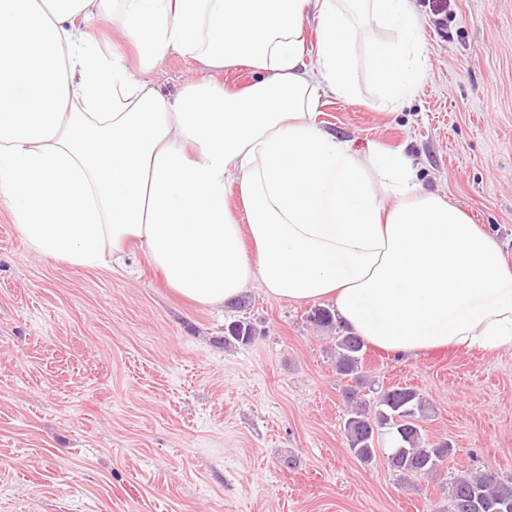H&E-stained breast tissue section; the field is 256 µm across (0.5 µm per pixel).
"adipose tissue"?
<instances>
[{
	"label": "adipose tissue",
	"mask_w": 512,
	"mask_h": 512,
	"mask_svg": "<svg viewBox=\"0 0 512 512\" xmlns=\"http://www.w3.org/2000/svg\"><path fill=\"white\" fill-rule=\"evenodd\" d=\"M361 2L354 14L344 0H0V199L27 246L107 269L137 246L210 309L255 281L329 300L397 356L512 347V263L494 235L421 192L403 154H356L313 120L323 96L353 91L358 24L392 34L369 47L391 102L423 77L411 0ZM105 23L116 43L101 42ZM173 51L207 75L169 100L144 74ZM240 65L247 86L215 81Z\"/></svg>",
	"instance_id": "ef3b65f1"
}]
</instances>
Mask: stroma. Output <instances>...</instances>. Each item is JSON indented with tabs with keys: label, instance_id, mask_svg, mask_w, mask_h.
Listing matches in <instances>:
<instances>
[{
	"label": "stroma",
	"instance_id": "stroma-1",
	"mask_svg": "<svg viewBox=\"0 0 512 512\" xmlns=\"http://www.w3.org/2000/svg\"><path fill=\"white\" fill-rule=\"evenodd\" d=\"M412 2L414 97L395 107L379 93L368 45L386 33L372 26L355 39L353 95L323 97L315 120L355 153L402 151L422 190L512 260V0ZM199 69L173 52L147 77L171 98ZM243 299L193 305L136 248L109 270L39 258L1 202L0 512H442L461 471L512 479V348H367V377L422 393L430 440L454 448L412 485L384 457L350 452L345 380L314 303L256 283ZM242 317L258 335L225 342Z\"/></svg>",
	"mask_w": 512,
	"mask_h": 512
}]
</instances>
